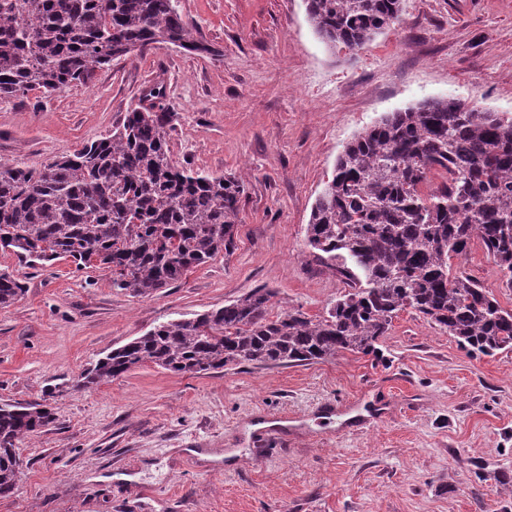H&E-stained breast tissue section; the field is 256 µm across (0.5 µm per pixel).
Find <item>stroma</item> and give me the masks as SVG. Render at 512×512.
Returning <instances> with one entry per match:
<instances>
[{
  "mask_svg": "<svg viewBox=\"0 0 512 512\" xmlns=\"http://www.w3.org/2000/svg\"><path fill=\"white\" fill-rule=\"evenodd\" d=\"M206 44H157L91 82L0 97V161L37 167L109 134L162 89L170 155L244 185L236 246L148 297L109 271L31 267L0 306V403L44 400L55 421L20 446L0 512H512V351L473 354L414 312L382 360L175 374L148 364L92 389L98 357L255 288L276 311L323 314L344 285L305 228L337 157L382 115L429 99L512 113V0H403L358 51L327 44L305 0H179ZM467 268L512 309L492 257ZM381 415L362 426L350 407Z\"/></svg>",
  "mask_w": 512,
  "mask_h": 512,
  "instance_id": "35a3bbf8",
  "label": "stroma"
}]
</instances>
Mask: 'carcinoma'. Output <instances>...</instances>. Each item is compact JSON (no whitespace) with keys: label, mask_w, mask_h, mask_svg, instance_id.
I'll return each instance as SVG.
<instances>
[{"label":"carcinoma","mask_w":512,"mask_h":512,"mask_svg":"<svg viewBox=\"0 0 512 512\" xmlns=\"http://www.w3.org/2000/svg\"><path fill=\"white\" fill-rule=\"evenodd\" d=\"M402 0H306L319 35L351 52L393 24ZM177 0H0V96L86 84L154 44L209 48ZM107 136L41 168L0 162V250L31 263L107 269L112 287L149 295L235 247L243 185L175 164L160 90ZM307 246L346 288L320 316L273 312L254 288L224 306L162 323L98 358L79 386L150 363L180 374L228 365L290 366L377 345L411 310L472 352L512 350V310L465 262L479 240L512 288V116L454 99L388 112L347 144L317 196ZM25 293L0 270V305ZM40 403L0 405V496L20 474L19 444L48 427Z\"/></svg>","instance_id":"cac0c4a2"}]
</instances>
